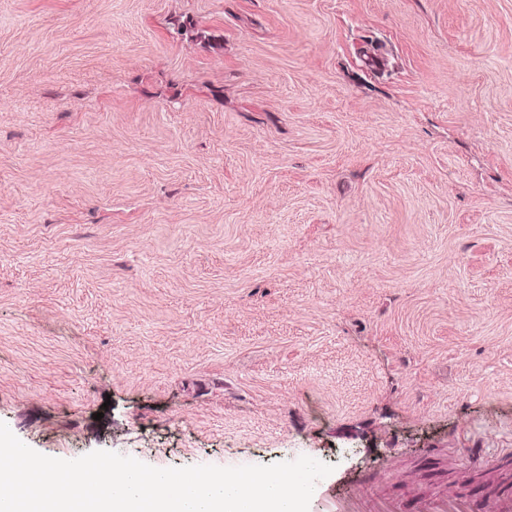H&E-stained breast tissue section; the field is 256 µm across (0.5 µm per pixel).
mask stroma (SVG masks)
Instances as JSON below:
<instances>
[{
	"instance_id": "35a3bbf8",
	"label": "stroma",
	"mask_w": 512,
	"mask_h": 512,
	"mask_svg": "<svg viewBox=\"0 0 512 512\" xmlns=\"http://www.w3.org/2000/svg\"><path fill=\"white\" fill-rule=\"evenodd\" d=\"M0 421L511 495L512 0H0Z\"/></svg>"
}]
</instances>
